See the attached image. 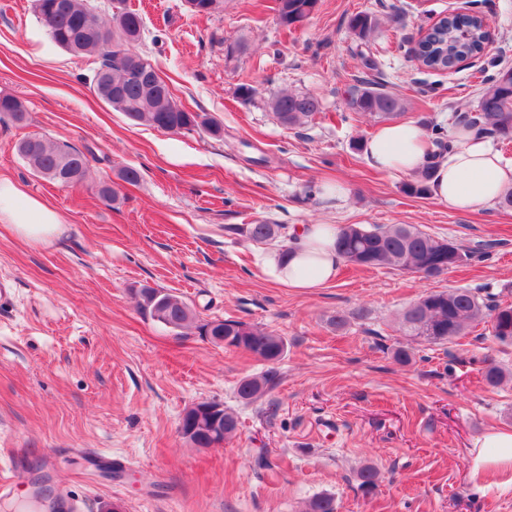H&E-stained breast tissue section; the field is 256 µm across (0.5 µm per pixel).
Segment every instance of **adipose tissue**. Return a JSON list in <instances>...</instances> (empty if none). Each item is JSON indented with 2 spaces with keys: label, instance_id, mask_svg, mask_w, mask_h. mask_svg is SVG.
Instances as JSON below:
<instances>
[{
  "label": "adipose tissue",
  "instance_id": "1",
  "mask_svg": "<svg viewBox=\"0 0 512 512\" xmlns=\"http://www.w3.org/2000/svg\"><path fill=\"white\" fill-rule=\"evenodd\" d=\"M424 138V130L413 121L381 125L366 143V160L383 172L412 174L423 163ZM429 186L437 203L454 209L487 205L512 188V163L461 132L456 145L438 163ZM0 223L14 225L29 241L42 242L58 232L61 220L44 202L26 195L10 180L0 179ZM337 232L333 224L298 225L288 259L272 251L262 264L271 269L276 282L287 287L301 291L322 287L335 279L343 263L334 247ZM471 454L474 468L512 470V431L484 434Z\"/></svg>",
  "mask_w": 512,
  "mask_h": 512
}]
</instances>
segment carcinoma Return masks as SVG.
<instances>
[{"mask_svg": "<svg viewBox=\"0 0 512 512\" xmlns=\"http://www.w3.org/2000/svg\"><path fill=\"white\" fill-rule=\"evenodd\" d=\"M317 3L318 0H275L274 10L279 24L291 29L309 19ZM33 8L58 46L75 55L99 56V67L88 77L90 89L129 120L160 130L176 128L181 134L203 129L213 136L221 135L222 127L214 119L181 108L153 65L133 51V44L145 30L143 17L137 11L126 7L106 20L90 9L88 0H33ZM376 26V19L364 12L349 21L351 33L362 42ZM486 41L483 16L450 15L428 28L412 49V55L421 59L428 70L451 71L461 59L482 54ZM347 105L358 114L383 119L394 118L403 110L397 96L372 86L351 88ZM270 108L282 125L295 128L321 111V102L310 93L280 92L271 97ZM0 113L10 116L18 125L28 120L24 102L14 95H0ZM459 125L477 139L488 134L501 142L512 141L511 68L490 79L474 111L463 116ZM423 127L434 151L415 173L414 180L405 184V192L411 196L427 194L435 163L453 147L444 126L426 121ZM16 152L36 175L62 186L78 184L87 175L88 159L84 152L56 145L37 134L20 140ZM278 231L279 225L263 221L242 229L256 243L274 239ZM336 248L344 262L355 269L394 268L422 273L427 278L448 273L466 258L454 242L409 224L370 228L347 225L339 229ZM136 299L143 315L172 330L182 329L194 319L190 307L162 289L143 286ZM487 316L492 322L493 336L503 344H512V306L492 307L478 292L468 288L424 294L403 311L402 325L405 335L440 344L464 335ZM198 329L202 336L224 337L226 348L246 351L270 364L281 361L286 354L284 338L258 326L223 320L216 327L208 321ZM505 378L501 366L487 362L483 371L487 385L496 387ZM267 385L265 379H244L237 387V396L246 403L253 402L264 394ZM379 479L378 470L372 466L358 472L360 488L367 494L375 492ZM305 512H336V500L329 495L316 496L308 502Z\"/></svg>", "mask_w": 512, "mask_h": 512, "instance_id": "1", "label": "carcinoma"}]
</instances>
